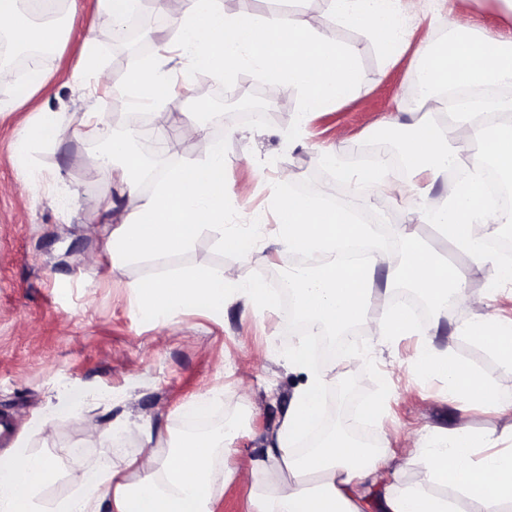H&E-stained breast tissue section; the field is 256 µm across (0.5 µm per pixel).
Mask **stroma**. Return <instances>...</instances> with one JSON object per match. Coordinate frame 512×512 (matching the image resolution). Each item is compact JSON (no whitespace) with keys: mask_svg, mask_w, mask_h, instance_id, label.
I'll list each match as a JSON object with an SVG mask.
<instances>
[{"mask_svg":"<svg viewBox=\"0 0 512 512\" xmlns=\"http://www.w3.org/2000/svg\"><path fill=\"white\" fill-rule=\"evenodd\" d=\"M310 29L326 30L353 47L359 83L350 99L315 112H304L298 93L289 94L277 120L234 122L224 140L225 225H250L257 233L239 247H218L209 235L163 261L144 260L111 269L104 259L98 215L116 184L111 170L97 180L85 177L97 143L66 136L55 145L33 146L29 164L19 160L20 131L38 112H57L68 124L82 113L128 110L126 81L113 74L111 26L103 24L96 0H78L79 21L66 44L37 65L49 80L47 90L15 107L22 87L0 85V458L17 449L43 455L53 464L50 479L36 492L43 512L75 498L72 471L111 458L139 454L141 421L161 425L171 445H180L184 429L198 425L186 405L193 398L222 391L212 415L237 424L240 456L260 447L276 427L294 394L307 381L303 370L284 364L282 354L295 343L286 333V316L261 310L242 294L229 297L224 312L213 315L186 308L173 322H145L135 306L131 284L149 272L182 265H213L236 270L239 278L287 269L292 256L277 245V217L270 209L272 185L289 172L291 181L315 178L322 192L334 182L318 178V150L351 156L355 147L384 128L412 130L438 121L428 100H412L411 61L421 46L433 43L437 31L469 30L512 37L499 0H425L423 14L405 25L407 49L396 64H386L378 40L363 29L335 23L329 0H294ZM100 46L102 67L82 73L80 53L85 34ZM173 148L157 157L135 143L147 168L172 174L203 156L192 140L180 137L185 120L222 114L221 100L203 103L196 87L173 91L167 103ZM474 316L469 308L429 315L422 334L397 336L383 345L367 334L358 343L373 363L357 371L347 360H320L318 366L337 379L348 378L356 394L347 412L323 403L321 416L346 427H366L403 462L398 476L384 484L400 490L422 488L447 499L455 512H474L475 502L449 487L427 481L419 468L404 460L428 432L444 433L468 424L496 434L512 431V420L476 409L461 415L448 399L440 377L418 375L412 361L423 340L448 347L462 361L512 394V370L502 368L462 328ZM69 394L68 410L55 406ZM385 397L381 421H366L362 409ZM126 416L122 443L100 438L118 416Z\"/></svg>","mask_w":512,"mask_h":512,"instance_id":"obj_1","label":"stroma"}]
</instances>
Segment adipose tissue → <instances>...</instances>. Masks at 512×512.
Wrapping results in <instances>:
<instances>
[{
    "label": "adipose tissue",
    "instance_id": "obj_1",
    "mask_svg": "<svg viewBox=\"0 0 512 512\" xmlns=\"http://www.w3.org/2000/svg\"><path fill=\"white\" fill-rule=\"evenodd\" d=\"M337 22L363 28L374 34L386 63L397 62L406 50L403 24L423 9L421 0H331ZM20 0H0V28H10L23 46L40 45L56 51L70 34L76 10L64 22L23 17ZM178 33L182 75L206 69L219 80L230 78L245 61L260 69L272 93H301L305 111L311 112L348 99L357 81V55L353 47L326 32L310 31L296 17L273 14L262 22L229 14L219 0H162ZM420 68L428 85L478 87L502 78L512 79V42L495 35L452 31L445 44L420 51ZM169 61L158 55L130 78L131 101L151 112L158 133L170 127L165 107L173 91ZM102 115L83 113L70 127L56 113H42L19 137L22 151L34 143L52 144L72 134L93 140L100 135ZM186 137L202 146L207 161L187 165L168 178L154 194L139 192L141 161L130 148L133 133L112 140L110 152L122 158L116 174L121 191L137 198L133 214L113 218L112 201H104L100 234L112 267L133 258L163 259L190 248L203 232H210L216 245L238 242V233L224 231V143L211 138L205 124L191 120L182 127ZM408 164L406 178L375 159L367 172L348 173L354 182H375L388 197L426 196L432 184L447 174L451 164L468 170L466 179L454 185L444 204L436 209L415 210L416 223L450 228L455 246L477 263H485L484 241L491 227L504 223L501 210L488 203L483 181L487 159L512 173V126L499 129L487 139L476 123L472 104H457L452 121L422 126L404 145ZM400 238L409 242L406 255L383 248L360 265L330 262L318 273L291 275L300 315L317 327L343 331L362 324L376 342L414 333L415 324L405 309H370L372 270L387 268L395 280L422 291L434 310L444 301L456 306L472 301L466 281L449 264L429 260L408 239L406 227ZM465 333L483 345L504 367L512 369V322L492 323L477 314ZM418 373L437 375L448 382V398L462 414L474 407L512 415V395L460 360L450 349L424 343L414 362ZM307 385L296 396L280 425L266 437L262 448L250 455L246 469L252 485L251 512H363L364 490L378 483L390 469L392 457L385 448L367 449L334 434L321 440L305 457L294 454L291 443L316 424L320 397L332 382L310 368ZM143 450L123 465L93 464L71 474L80 492L78 498L59 502L52 512H215L224 488L243 471L233 461L236 431L222 436L187 438L179 448L159 449L161 429L141 425ZM495 437L462 426L446 434L422 437L408 462L423 466L429 482L467 493L478 512H505L512 506V450L476 458ZM50 462L41 456L17 452L12 461L0 463V512H39L35 493L49 479ZM384 512H450L447 501L421 490L400 492L386 487Z\"/></svg>",
    "mask_w": 512,
    "mask_h": 512
}]
</instances>
